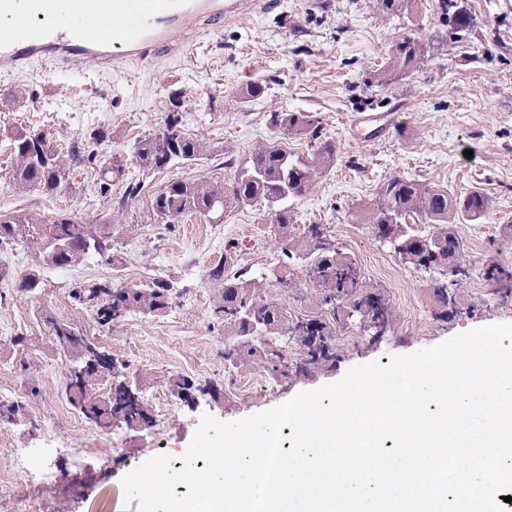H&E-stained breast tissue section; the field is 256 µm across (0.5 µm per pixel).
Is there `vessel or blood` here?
Listing matches in <instances>:
<instances>
[{"label":"vessel or blood","instance_id":"vessel-or-blood-1","mask_svg":"<svg viewBox=\"0 0 512 512\" xmlns=\"http://www.w3.org/2000/svg\"><path fill=\"white\" fill-rule=\"evenodd\" d=\"M280 0H92L69 23L61 0H0V70L36 62L76 70L85 62L116 71L175 55L178 37L219 32L246 13L275 10Z\"/></svg>","mask_w":512,"mask_h":512}]
</instances>
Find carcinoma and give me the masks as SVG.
I'll return each instance as SVG.
<instances>
[{
  "label": "carcinoma",
  "mask_w": 512,
  "mask_h": 512,
  "mask_svg": "<svg viewBox=\"0 0 512 512\" xmlns=\"http://www.w3.org/2000/svg\"><path fill=\"white\" fill-rule=\"evenodd\" d=\"M385 14L409 13L412 0H376ZM434 11L448 19V32L459 39L471 27V20L457 9L456 0H435ZM424 55L420 37L408 33L392 47L390 70L403 74L417 66ZM271 125L289 135H307L312 154L294 156L274 143L259 146L238 167L233 176L208 177L198 181L170 180L150 196L153 221L169 228L187 214H199L217 224L224 210L256 207L268 217L271 232L283 256L282 265L266 275H247V271L226 272L233 262L232 252L209 269L208 279L217 286L213 316L224 327V364L236 370L259 369L274 380L308 376L330 371L341 359L336 328L356 326L367 330L370 339L387 332L393 323V310L385 292L373 287L356 259L336 243L325 224H305L297 229L293 206L307 198L316 180L336 163V145L321 139L319 120L305 112H273ZM182 117L167 116L163 126L151 137L137 143L135 163L145 172L164 171L175 164L204 158L210 147L201 139L181 130ZM106 138L101 129L89 134L92 143ZM13 159L9 180L20 194L55 195L73 190L72 172L92 162L94 153L87 140H75L62 148L52 134L20 131L10 136ZM144 184L132 183L124 195L113 202L117 213L132 206L141 196ZM491 209V200L480 189L456 196L447 190L406 177L387 179L379 188L370 210L369 223L376 236L385 242L400 261L431 275L428 282L434 304L433 314L446 320L458 314L462 302L457 290L448 288L447 278L462 282L470 278L464 256L466 246L454 225L477 223ZM412 223H407L406 218ZM30 243L51 267H70L89 254L106 255L113 265L122 257L112 252V225L85 224L66 213L53 219L35 209H19L0 220V244ZM305 271L312 299L321 310L317 316H301L288 311L286 304L270 292L274 282L292 290L291 268ZM490 284L512 281V271L494 261L483 268ZM43 288L36 270L18 276L17 291L34 294ZM70 300L90 307L101 325H114L132 314L154 316L168 308L173 297L172 283L155 278L145 287L112 286L109 281L78 284L68 292ZM57 346L72 358L73 373L84 366L87 354L107 350L67 320L54 319ZM296 358H288V350ZM110 364L83 370L81 378L64 387L67 403L84 419L99 428L113 422L130 430L150 423L153 410L143 395L147 377L128 378L129 364L108 354ZM174 397L179 398L191 377L171 373L160 379ZM108 384V392L101 386Z\"/></svg>",
  "instance_id": "obj_1"
}]
</instances>
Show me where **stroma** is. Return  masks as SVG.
Wrapping results in <instances>:
<instances>
[{"instance_id": "stroma-1", "label": "stroma", "mask_w": 512, "mask_h": 512, "mask_svg": "<svg viewBox=\"0 0 512 512\" xmlns=\"http://www.w3.org/2000/svg\"><path fill=\"white\" fill-rule=\"evenodd\" d=\"M457 3L474 19L460 42L449 41L434 0H415L405 17L380 13L374 0H282L274 11L239 16L151 68L131 65L106 76L92 63L76 72L39 63L31 75L0 76V92L20 88L28 99L22 110L0 111V215L32 205L49 218L69 213L87 224L112 220L113 245L124 259L115 267L91 255L75 266L40 268L43 288L34 294L17 293L11 280H0V337L22 333L34 343L28 352L0 348V397L26 405L17 424L0 428V512H138L137 504L124 502L122 478L162 453L181 470L203 415L236 421L336 382L353 366L374 360L386 365L391 356L512 323V297L496 293L482 277L487 261L512 267V0ZM411 29L419 30L428 47L423 63L380 80L393 42ZM258 83L263 95L251 96ZM173 111L182 113L183 131L205 141L212 154L144 173L133 150ZM273 112L312 113L323 138L336 145L335 165L295 205V224L329 225L396 314L391 331L373 345L357 330L340 331L345 356L335 370L288 382L258 370L227 369L224 329L212 316L207 271L225 251L234 252L236 267L255 273L278 264L280 250L261 211L231 209L220 224L194 214L168 229L154 223L148 209L149 193L168 180L232 176L229 161H245L258 144L280 139L269 122ZM100 126L108 137L94 161L74 171V190L16 195L8 178L9 131L51 132L65 144ZM467 149L472 157H464ZM108 160L123 173L114 176L105 198L97 178ZM393 176L456 195L478 187L492 201L481 223L455 227L466 244L471 277L459 290L462 313L448 320L432 315L428 274L402 264L363 219L380 185ZM138 180L146 196L116 214L109 198ZM155 278L172 281L170 307L116 326L99 324L93 311L76 308L67 297L78 283L142 286ZM54 318L80 325L127 360L130 372H179L215 384L220 394L199 393L192 407L175 402L143 432L96 428L63 397L71 360L53 340ZM19 448L51 451L49 476H34L21 493L11 487Z\"/></svg>"}]
</instances>
